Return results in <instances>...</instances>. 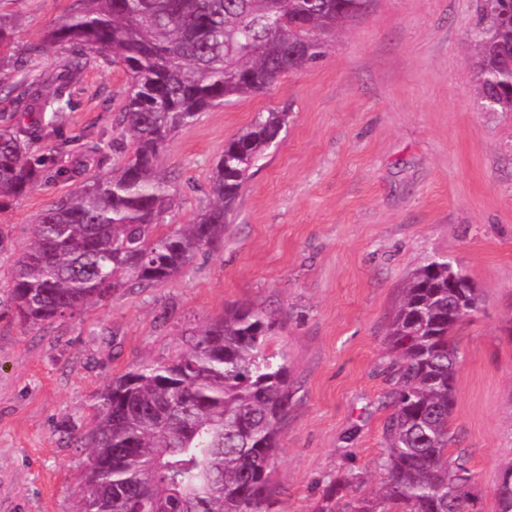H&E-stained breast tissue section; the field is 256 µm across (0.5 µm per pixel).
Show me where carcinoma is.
I'll return each instance as SVG.
<instances>
[{
    "label": "carcinoma",
    "instance_id": "carcinoma-1",
    "mask_svg": "<svg viewBox=\"0 0 512 512\" xmlns=\"http://www.w3.org/2000/svg\"><path fill=\"white\" fill-rule=\"evenodd\" d=\"M369 0H73L37 42L17 48L0 16V84L60 46L117 67L129 91L116 124L128 157L49 205L31 228L8 281L15 317L52 324L125 288L172 278L204 249L224 244L251 170L280 141L288 113H260L224 141L210 176V203L175 228L161 157L170 138L201 113L260 95L325 53V38ZM512 0H479L473 33L475 86L489 112H512ZM47 97L21 80V115L0 114V206L49 178L27 155L41 116L61 119L72 73ZM481 296L448 294V260L431 258L410 277L388 341L400 360L384 427L383 480L357 498L351 471L332 477L313 512H473L466 455L448 452L462 351L452 332ZM276 321L244 303L224 308L169 362L144 363L97 396L80 512H267V470L288 414V360L268 351ZM512 512V465L497 488Z\"/></svg>",
    "mask_w": 512,
    "mask_h": 512
}]
</instances>
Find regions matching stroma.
Returning <instances> with one entry per match:
<instances>
[{
	"label": "stroma",
	"mask_w": 512,
	"mask_h": 512,
	"mask_svg": "<svg viewBox=\"0 0 512 512\" xmlns=\"http://www.w3.org/2000/svg\"><path fill=\"white\" fill-rule=\"evenodd\" d=\"M71 0H0L20 44L38 40ZM476 0H372L328 40L322 58L268 92L202 113L168 143L173 224L209 204L224 142L258 113L288 129L253 169L224 244L180 274L121 290L75 317L21 326L0 289V512H77L94 396L114 376L163 363L230 303L272 312V350L291 400L272 460L268 512H313L326 482L382 480L384 424L398 363L387 330L410 274L429 258L458 264L481 292L455 336L463 351L450 427L466 451L476 512H498L512 464V113L480 107L470 34ZM62 124L31 152L61 177L0 211V286L30 227L80 177L63 172L98 146L124 156L115 119L125 74L74 65Z\"/></svg>",
	"instance_id": "1"
}]
</instances>
